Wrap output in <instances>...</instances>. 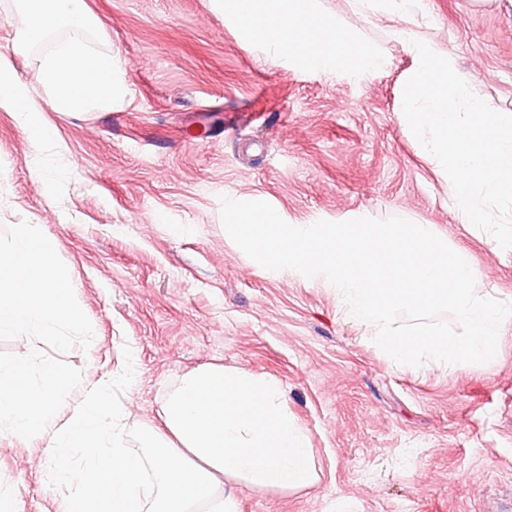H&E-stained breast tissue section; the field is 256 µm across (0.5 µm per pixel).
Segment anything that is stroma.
Here are the masks:
<instances>
[{"label": "stroma", "mask_w": 512, "mask_h": 512, "mask_svg": "<svg viewBox=\"0 0 512 512\" xmlns=\"http://www.w3.org/2000/svg\"><path fill=\"white\" fill-rule=\"evenodd\" d=\"M125 92L111 109L46 111L71 178L54 201L38 151L0 110V250L15 225L57 241L55 263L93 331L36 348L82 386L124 367L127 428L164 433L178 378L208 364L274 379L305 430L314 487H239L237 512H512V326L499 357L448 369L396 366L342 317L336 294L269 277L224 237L221 197L270 203L290 224L354 214L434 225L477 270L476 291L512 302V249L459 223L448 183L401 123L412 58L403 26L444 43L491 108L512 113V12L495 0H414L408 18L320 0L376 48L383 69L318 71L264 56L215 0H86ZM0 0V55L40 89V55L17 48ZM48 439L0 438V494L19 512H62L40 478Z\"/></svg>", "instance_id": "obj_1"}]
</instances>
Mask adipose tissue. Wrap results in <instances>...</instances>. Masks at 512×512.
Instances as JSON below:
<instances>
[{
	"instance_id": "1",
	"label": "adipose tissue",
	"mask_w": 512,
	"mask_h": 512,
	"mask_svg": "<svg viewBox=\"0 0 512 512\" xmlns=\"http://www.w3.org/2000/svg\"><path fill=\"white\" fill-rule=\"evenodd\" d=\"M225 7L234 24L273 56L297 58L315 69L381 65L368 47L323 19L318 0H226ZM55 253L53 236L16 225L11 249L0 254V335L80 323L70 283L53 263Z\"/></svg>"
}]
</instances>
